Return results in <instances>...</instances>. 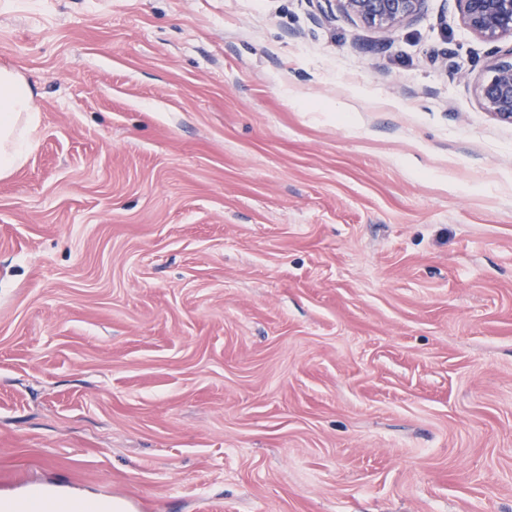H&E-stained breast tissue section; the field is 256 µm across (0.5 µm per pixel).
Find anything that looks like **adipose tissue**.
Instances as JSON below:
<instances>
[{
  "label": "adipose tissue",
  "instance_id": "ef3b65f1",
  "mask_svg": "<svg viewBox=\"0 0 512 512\" xmlns=\"http://www.w3.org/2000/svg\"><path fill=\"white\" fill-rule=\"evenodd\" d=\"M40 116L31 86L16 71L0 69V178L26 161Z\"/></svg>",
  "mask_w": 512,
  "mask_h": 512
}]
</instances>
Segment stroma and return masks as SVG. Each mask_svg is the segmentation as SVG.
<instances>
[{
  "label": "stroma",
  "mask_w": 512,
  "mask_h": 512,
  "mask_svg": "<svg viewBox=\"0 0 512 512\" xmlns=\"http://www.w3.org/2000/svg\"><path fill=\"white\" fill-rule=\"evenodd\" d=\"M458 0H0V504L512 512V123ZM336 2L346 17L369 28L391 32L418 13L425 0H317ZM31 86L14 70L0 69V178L26 161L40 116Z\"/></svg>",
  "instance_id": "1"
}]
</instances>
